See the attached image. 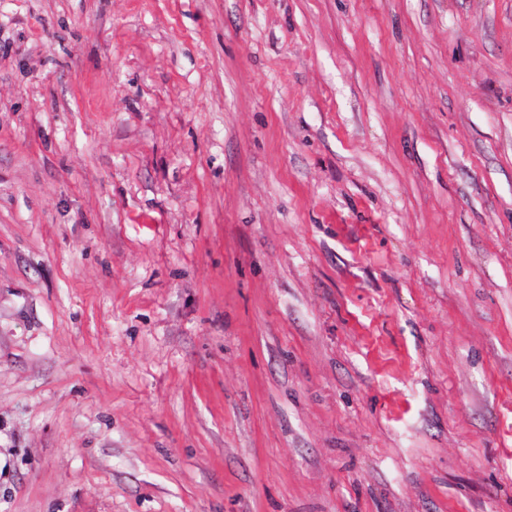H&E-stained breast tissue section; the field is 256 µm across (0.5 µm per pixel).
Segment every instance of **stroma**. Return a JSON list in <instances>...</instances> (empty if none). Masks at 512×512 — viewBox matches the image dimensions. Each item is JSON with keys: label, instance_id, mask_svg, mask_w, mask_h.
Listing matches in <instances>:
<instances>
[{"label": "stroma", "instance_id": "stroma-1", "mask_svg": "<svg viewBox=\"0 0 512 512\" xmlns=\"http://www.w3.org/2000/svg\"><path fill=\"white\" fill-rule=\"evenodd\" d=\"M0 512H512V0H0Z\"/></svg>", "mask_w": 512, "mask_h": 512}]
</instances>
